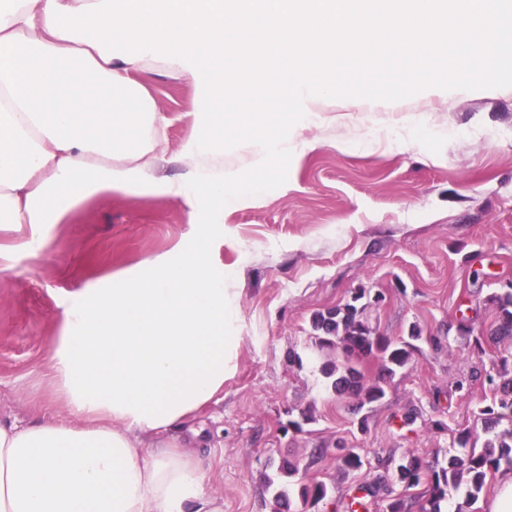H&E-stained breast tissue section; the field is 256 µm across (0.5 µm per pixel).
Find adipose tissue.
<instances>
[{
	"mask_svg": "<svg viewBox=\"0 0 512 512\" xmlns=\"http://www.w3.org/2000/svg\"><path fill=\"white\" fill-rule=\"evenodd\" d=\"M480 26L481 38L469 27ZM383 27L425 70L404 83L435 84L437 44L482 62L512 52V0H0V225L24 229L36 251L43 228L113 191L189 199L224 197L218 135L234 116L313 114L343 70L224 63L255 40L277 53L334 56L337 39ZM159 63L198 88L186 113L185 171L162 173L169 120L132 73ZM168 255L111 283L87 285L63 309L51 367L77 424L0 422V512H222L192 453L199 412L224 391L238 337L211 232L192 225Z\"/></svg>",
	"mask_w": 512,
	"mask_h": 512,
	"instance_id": "adipose-tissue-1",
	"label": "adipose tissue"
}]
</instances>
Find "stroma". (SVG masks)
Listing matches in <instances>:
<instances>
[{"label":"stroma","mask_w":512,"mask_h":512,"mask_svg":"<svg viewBox=\"0 0 512 512\" xmlns=\"http://www.w3.org/2000/svg\"><path fill=\"white\" fill-rule=\"evenodd\" d=\"M336 56L349 79L319 102L309 128L283 112L226 127L224 169L240 193L261 181L258 197L223 203L201 189L188 204L115 191L49 225L35 256L20 250V233L0 230L1 420L75 423L50 364L65 303L147 257L174 255L195 223L214 227L213 259L235 308L226 330L240 339L223 398L199 417L207 488L224 512H274L266 481L280 479L286 461L299 469L294 512H346L357 485L384 477L379 459L447 460L453 430L464 427L476 444L489 439L477 412L491 391L470 374L512 343L479 350L457 327L487 332L498 316L490 296L512 287V56L487 86L477 64L441 44L439 86L402 90L408 58L385 32L357 49L339 43ZM136 78L170 119L165 174L179 178L183 114L197 89L158 64ZM268 135L281 142L265 170L257 142ZM361 289L379 298L364 313L375 334L396 339L415 325L424 336L384 398L364 407L336 394L311 341L313 314ZM463 377L469 390L455 391ZM413 407L419 417L403 425ZM343 446L359 450L361 469H344ZM307 478L325 482L330 498L303 502Z\"/></svg>","instance_id":"obj_1"}]
</instances>
